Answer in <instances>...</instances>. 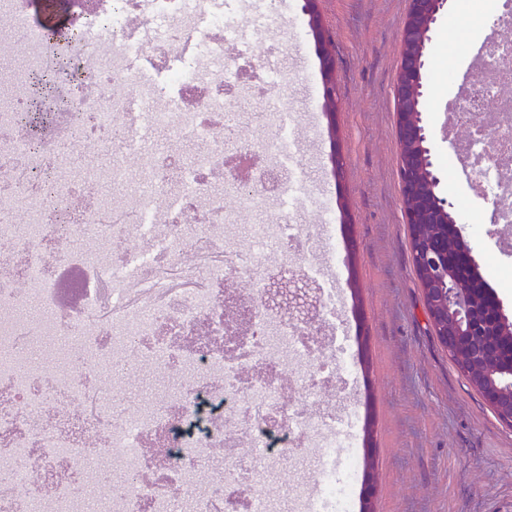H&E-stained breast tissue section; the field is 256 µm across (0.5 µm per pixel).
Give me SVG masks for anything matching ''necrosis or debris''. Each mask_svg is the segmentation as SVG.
I'll list each match as a JSON object with an SVG mask.
<instances>
[{
    "instance_id": "obj_1",
    "label": "necrosis or debris",
    "mask_w": 512,
    "mask_h": 512,
    "mask_svg": "<svg viewBox=\"0 0 512 512\" xmlns=\"http://www.w3.org/2000/svg\"><path fill=\"white\" fill-rule=\"evenodd\" d=\"M133 14L98 0L109 40L71 44L81 81L58 72L68 94L52 109L63 135L35 138L21 121L32 77L47 70L45 32L30 29L22 0H0V52L15 66L0 73V512H278L287 487L285 455L317 449V480L303 512H352L359 468L339 447L335 412L291 407L289 393L343 386L337 360L336 277L315 259L336 258L331 225L312 233L280 219L256 224L247 249L229 241L236 220L214 191L224 180V128L232 122L224 82L220 0H142ZM168 17L171 55L201 52L173 69L178 96H159L126 65L146 46L148 15ZM512 19V0H485L457 46L486 49L459 92L469 137L452 160L475 173L463 199L512 186V37L491 27ZM202 139L205 151L166 158L154 142ZM294 138L280 128L261 155L241 162L268 174L264 198L279 208L296 196ZM288 271L312 286L318 328L268 312L246 289L234 290L244 333L228 336L224 286L239 277L266 283ZM38 299L41 317L26 304ZM182 381L154 402L122 406L117 392L144 368ZM223 468L208 465L214 455ZM278 470L281 480L257 479ZM77 474L85 487L66 482Z\"/></svg>"
}]
</instances>
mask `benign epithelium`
I'll list each match as a JSON object with an SVG mask.
<instances>
[{"instance_id": "benign-epithelium-1", "label": "benign epithelium", "mask_w": 512, "mask_h": 512, "mask_svg": "<svg viewBox=\"0 0 512 512\" xmlns=\"http://www.w3.org/2000/svg\"><path fill=\"white\" fill-rule=\"evenodd\" d=\"M448 10V0H409V7L403 26V50L400 56L396 82L395 103L398 138L410 143L416 150L408 166L400 172V189L407 203L406 223L419 238L430 223V215L438 211L456 215L459 211L447 197L428 192L427 187L439 182V176L431 149L428 134L422 119V105L428 95L424 80L428 46L432 42L435 22ZM303 23L313 34L320 57L323 81L321 96L329 121H334L336 113L332 105L336 103V82H334L335 59L325 43L324 27L319 10V0H303L301 8ZM434 314L451 316L458 330L445 337L448 353L457 357L456 366L463 373H470L465 358L469 338L465 336L467 307L462 303L465 288L456 281L444 278L434 280L433 287L427 289ZM263 305L266 310L283 315H298L308 321L314 320L316 313L312 288L302 279L293 275H276L266 284Z\"/></svg>"}]
</instances>
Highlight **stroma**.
Listing matches in <instances>:
<instances>
[{
    "mask_svg": "<svg viewBox=\"0 0 512 512\" xmlns=\"http://www.w3.org/2000/svg\"><path fill=\"white\" fill-rule=\"evenodd\" d=\"M301 0H264L271 30L251 34L242 59L263 63V80L278 79L292 101L291 122L304 131L295 144L306 190L291 211L297 224L316 228L320 210L344 198L347 219H335L336 313L344 361L354 377L348 398H318L321 409L363 410L372 402V442L355 430L356 448H368L377 485L374 512H512V429L501 424L432 334L408 244L398 175L399 146L393 102L408 0H321L336 57L339 113L328 132L320 90L322 73L313 36L299 20ZM476 0H448L438 21L425 71L429 109L422 117L440 172V190L452 201L468 196L466 177L450 155L465 132L457 84L470 75L453 38L468 31ZM237 133L260 147L276 118L260 112L249 91L236 101ZM342 161L334 175L331 152ZM490 200L474 199L464 234L507 315L512 252L499 247ZM356 279H349L347 261Z\"/></svg>",
    "mask_w": 512,
    "mask_h": 512,
    "instance_id": "1",
    "label": "stroma"
}]
</instances>
